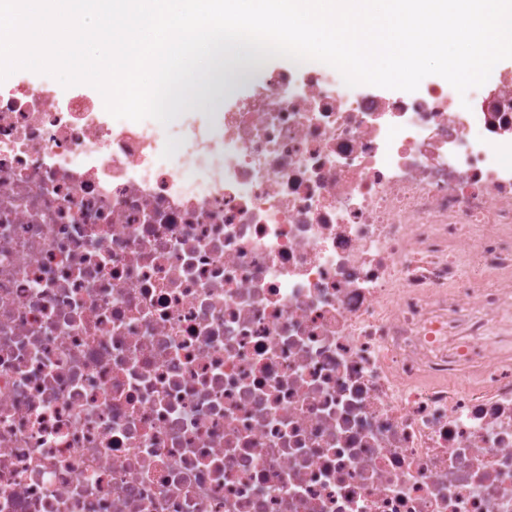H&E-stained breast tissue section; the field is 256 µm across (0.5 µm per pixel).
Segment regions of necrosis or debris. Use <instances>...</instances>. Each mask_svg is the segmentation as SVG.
Wrapping results in <instances>:
<instances>
[{
	"mask_svg": "<svg viewBox=\"0 0 512 512\" xmlns=\"http://www.w3.org/2000/svg\"><path fill=\"white\" fill-rule=\"evenodd\" d=\"M167 129L0 90V512H512V69Z\"/></svg>",
	"mask_w": 512,
	"mask_h": 512,
	"instance_id": "4bbe7bcc",
	"label": "necrosis or debris"
}]
</instances>
